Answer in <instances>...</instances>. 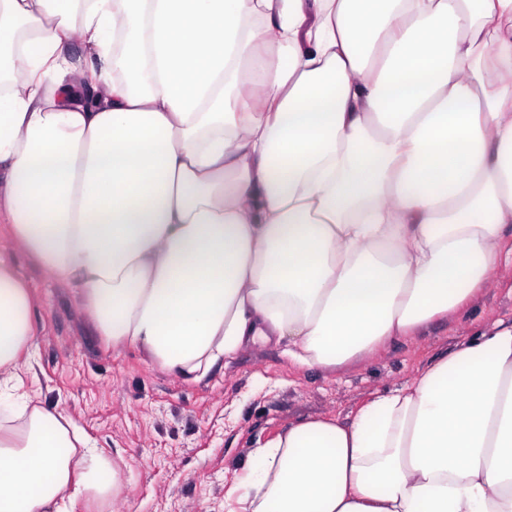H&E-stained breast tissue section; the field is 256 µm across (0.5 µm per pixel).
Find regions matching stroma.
I'll return each instance as SVG.
<instances>
[{
	"label": "stroma",
	"mask_w": 512,
	"mask_h": 512,
	"mask_svg": "<svg viewBox=\"0 0 512 512\" xmlns=\"http://www.w3.org/2000/svg\"><path fill=\"white\" fill-rule=\"evenodd\" d=\"M10 259L33 295L21 395L76 421L122 475L117 495L83 497L73 512H225L259 444L312 418L350 422L369 397L410 384L477 330L512 323V271L500 268L465 311L343 369L300 367L259 342L190 381L102 336L81 289L47 279L27 253Z\"/></svg>",
	"instance_id": "1"
}]
</instances>
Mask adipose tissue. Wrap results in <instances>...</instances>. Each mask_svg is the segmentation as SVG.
Masks as SVG:
<instances>
[{"instance_id": "adipose-tissue-1", "label": "adipose tissue", "mask_w": 512, "mask_h": 512, "mask_svg": "<svg viewBox=\"0 0 512 512\" xmlns=\"http://www.w3.org/2000/svg\"><path fill=\"white\" fill-rule=\"evenodd\" d=\"M87 62L65 53L73 42ZM0 224L191 380L340 369L512 268V0H0ZM32 295L0 253V368ZM0 380V512L118 471ZM226 512H512V325L252 451Z\"/></svg>"}]
</instances>
